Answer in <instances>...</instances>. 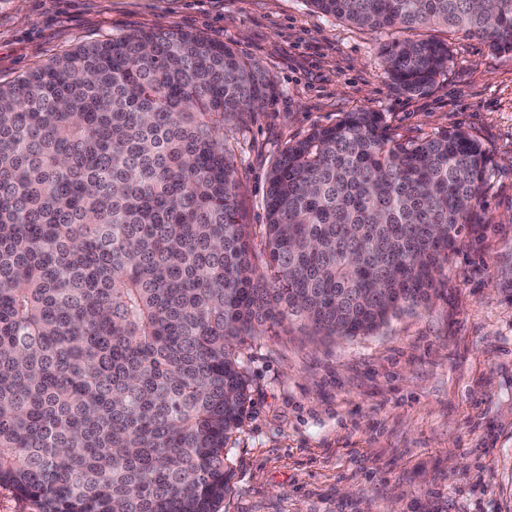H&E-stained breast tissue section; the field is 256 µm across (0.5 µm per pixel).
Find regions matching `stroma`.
<instances>
[{
    "label": "stroma",
    "instance_id": "obj_1",
    "mask_svg": "<svg viewBox=\"0 0 512 512\" xmlns=\"http://www.w3.org/2000/svg\"><path fill=\"white\" fill-rule=\"evenodd\" d=\"M155 27L223 42L276 84L263 111L224 127L246 223L263 221L286 142L347 112L382 113L415 138L462 129L490 159L429 305L350 340L295 326L245 340L249 402L219 512H512V52L424 30L447 39L448 69L409 94L381 56L394 33L305 0H12L0 8V82Z\"/></svg>",
    "mask_w": 512,
    "mask_h": 512
}]
</instances>
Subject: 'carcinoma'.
<instances>
[{
	"label": "carcinoma",
	"mask_w": 512,
	"mask_h": 512,
	"mask_svg": "<svg viewBox=\"0 0 512 512\" xmlns=\"http://www.w3.org/2000/svg\"><path fill=\"white\" fill-rule=\"evenodd\" d=\"M307 2L512 52V0ZM448 58L406 38L384 64L417 93ZM275 92L226 44L165 28L0 83V488L39 512H218L245 339L369 335L437 292L486 181L482 144L348 112L284 146L264 223L246 224L224 122Z\"/></svg>",
	"instance_id": "carcinoma-1"
}]
</instances>
